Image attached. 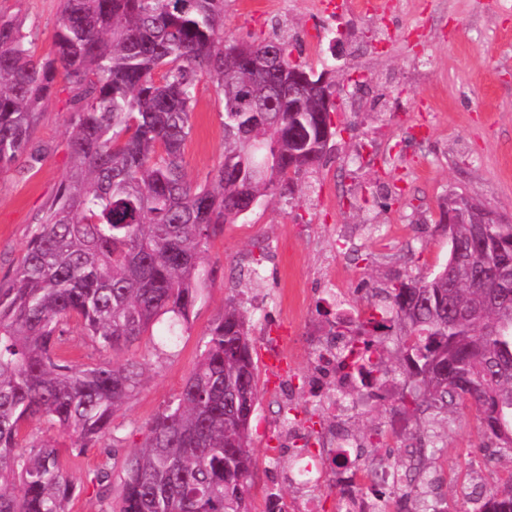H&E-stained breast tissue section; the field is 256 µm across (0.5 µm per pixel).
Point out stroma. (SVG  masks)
I'll use <instances>...</instances> for the list:
<instances>
[{
    "label": "stroma",
    "mask_w": 512,
    "mask_h": 512,
    "mask_svg": "<svg viewBox=\"0 0 512 512\" xmlns=\"http://www.w3.org/2000/svg\"><path fill=\"white\" fill-rule=\"evenodd\" d=\"M384 12L348 10L323 14L318 0H224V37L258 43L279 36L291 60L315 71L331 69L340 86L333 120V151L314 172L293 180L289 199L276 196L225 225L205 251L216 276L200 289L187 322L169 331L167 320L129 351L126 360L145 366L140 387L114 421L110 437L83 452L60 429L29 424L34 440L63 448V468L81 488L70 512H108L88 477L112 463V492L120 494L123 461L143 442L147 424L180 392L199 349L229 298L252 312L259 401L251 418L252 512H266L278 494L287 512H299L320 493L327 512H337L331 486L313 489L290 480L294 452L280 450V420L266 365V336L283 337L292 365L307 368L306 338L324 325L334 302L356 311L382 300L395 276L430 273L448 259V229L441 220L448 195L466 194L512 219V0H385ZM59 0H0V12L39 31L37 53L50 56ZM65 82L46 98L31 141L47 146L39 170L22 163L0 172V279L13 277L31 228L54 199L70 170L69 99ZM224 100L209 79L197 86L192 133L185 146L186 171L208 184L224 156ZM268 253L258 284H239L240 263ZM340 285L341 299L330 289ZM402 445L418 448L438 439L431 473L440 474L447 512H477L471 488H497L512 475V460L494 455V440L469 411L404 414ZM391 419L388 405L372 403L347 417L360 439L358 453L371 461L368 437Z\"/></svg>",
    "instance_id": "35a3bbf8"
}]
</instances>
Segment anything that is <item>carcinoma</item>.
I'll return each mask as SVG.
<instances>
[{"instance_id":"1","label":"carcinoma","mask_w":512,"mask_h":512,"mask_svg":"<svg viewBox=\"0 0 512 512\" xmlns=\"http://www.w3.org/2000/svg\"><path fill=\"white\" fill-rule=\"evenodd\" d=\"M224 0H61L52 56L0 14V171L46 148L30 131L57 82L71 92V168L34 225L14 276L0 281V512H67L76 486L61 451L24 443L33 421L72 432L83 450L112 432L141 385V364L76 365L68 331L83 325L101 352L129 350L164 315L188 320L214 277L202 253L226 224L290 190V174L323 164L336 135L311 87L288 111V38L224 39ZM308 72L310 68L293 65ZM224 96V157L214 187L184 164L198 77ZM470 202L449 225L453 260L428 276H397L381 318L359 326L364 347L403 329L414 413H475L496 452L512 459V223H488ZM252 318L230 299L175 401L148 423L123 462L116 512H249V425L259 400ZM110 462L92 472L110 491ZM512 512V480L484 499Z\"/></svg>"}]
</instances>
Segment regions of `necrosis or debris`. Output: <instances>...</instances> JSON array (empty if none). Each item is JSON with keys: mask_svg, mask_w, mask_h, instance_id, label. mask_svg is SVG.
I'll use <instances>...</instances> for the list:
<instances>
[{"mask_svg": "<svg viewBox=\"0 0 512 512\" xmlns=\"http://www.w3.org/2000/svg\"><path fill=\"white\" fill-rule=\"evenodd\" d=\"M312 342L309 370L299 375L290 366L277 375L280 400L292 409L282 432L295 450V477L314 486L336 482L340 512H399L404 476L398 468L344 465L358 442L342 418L368 403L396 400L389 375L376 351L358 343L352 323L332 333L320 329Z\"/></svg>", "mask_w": 512, "mask_h": 512, "instance_id": "4bbe7bcc", "label": "necrosis or debris"}]
</instances>
